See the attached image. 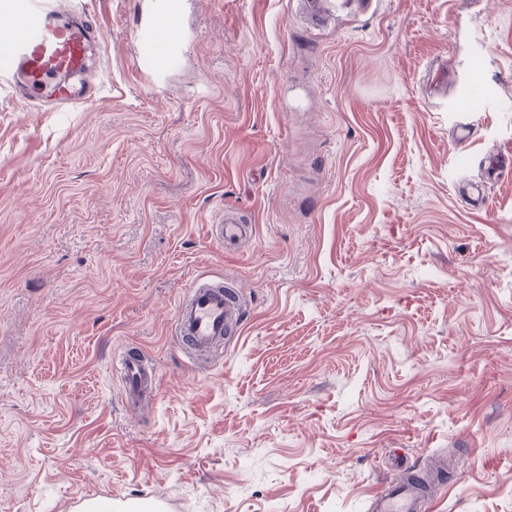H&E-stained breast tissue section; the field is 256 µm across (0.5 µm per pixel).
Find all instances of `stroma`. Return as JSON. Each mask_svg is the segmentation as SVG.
<instances>
[{
  "label": "stroma",
  "mask_w": 512,
  "mask_h": 512,
  "mask_svg": "<svg viewBox=\"0 0 512 512\" xmlns=\"http://www.w3.org/2000/svg\"><path fill=\"white\" fill-rule=\"evenodd\" d=\"M174 6L161 58L155 0H64L102 34L92 101L0 85V512H367L392 448L454 461L429 512H512V165L485 167L512 150V0ZM228 206L254 224L229 253ZM200 270L252 319L195 371ZM129 349L160 373L138 417Z\"/></svg>",
  "instance_id": "1"
}]
</instances>
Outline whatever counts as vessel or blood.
Segmentation results:
<instances>
[{
    "label": "vessel or blood",
    "instance_id": "b4317fda",
    "mask_svg": "<svg viewBox=\"0 0 512 512\" xmlns=\"http://www.w3.org/2000/svg\"><path fill=\"white\" fill-rule=\"evenodd\" d=\"M94 32L91 21L70 14L59 0H24L23 22L8 40L9 66L0 71V82L40 105H71L74 93L66 80L86 71ZM251 234L250 219L233 210L210 227L211 237L228 250L237 249ZM246 318V304L233 282L196 273L175 307L177 348L185 364L198 370L211 367L215 350L242 336ZM120 373L125 407L137 410L158 400L160 376L141 356L124 354ZM429 502L417 485L403 478L370 498L368 512H426Z\"/></svg>",
    "mask_w": 512,
    "mask_h": 512
}]
</instances>
